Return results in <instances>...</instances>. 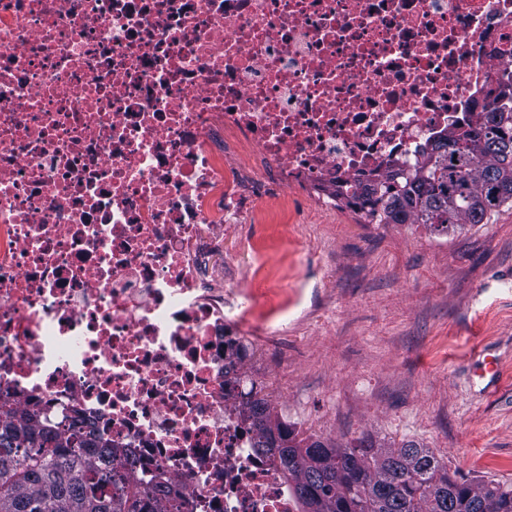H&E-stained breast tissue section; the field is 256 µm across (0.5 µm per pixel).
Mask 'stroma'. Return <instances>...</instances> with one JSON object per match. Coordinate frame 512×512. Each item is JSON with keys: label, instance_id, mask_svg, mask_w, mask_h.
<instances>
[{"label": "stroma", "instance_id": "obj_1", "mask_svg": "<svg viewBox=\"0 0 512 512\" xmlns=\"http://www.w3.org/2000/svg\"><path fill=\"white\" fill-rule=\"evenodd\" d=\"M287 252L262 308L288 309L275 418L332 444L429 450L461 480L512 484V205L443 233L367 224L272 194Z\"/></svg>", "mask_w": 512, "mask_h": 512}]
</instances>
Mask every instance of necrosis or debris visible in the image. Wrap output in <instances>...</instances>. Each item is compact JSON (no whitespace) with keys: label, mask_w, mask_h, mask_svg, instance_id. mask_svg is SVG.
Wrapping results in <instances>:
<instances>
[{"label":"necrosis or debris","mask_w":512,"mask_h":512,"mask_svg":"<svg viewBox=\"0 0 512 512\" xmlns=\"http://www.w3.org/2000/svg\"><path fill=\"white\" fill-rule=\"evenodd\" d=\"M512 0H0V400L90 419L155 512H300L226 277L271 193L335 209L476 126Z\"/></svg>","instance_id":"4bbe7bcc"}]
</instances>
